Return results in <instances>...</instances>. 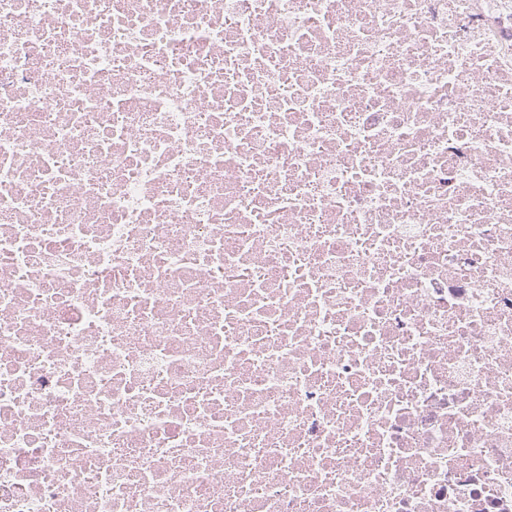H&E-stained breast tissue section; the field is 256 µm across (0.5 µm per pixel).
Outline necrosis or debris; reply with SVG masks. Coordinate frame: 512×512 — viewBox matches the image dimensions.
I'll return each instance as SVG.
<instances>
[{"label":"necrosis or debris","instance_id":"necrosis-or-debris-1","mask_svg":"<svg viewBox=\"0 0 512 512\" xmlns=\"http://www.w3.org/2000/svg\"><path fill=\"white\" fill-rule=\"evenodd\" d=\"M0 512H512V0H0Z\"/></svg>","mask_w":512,"mask_h":512}]
</instances>
